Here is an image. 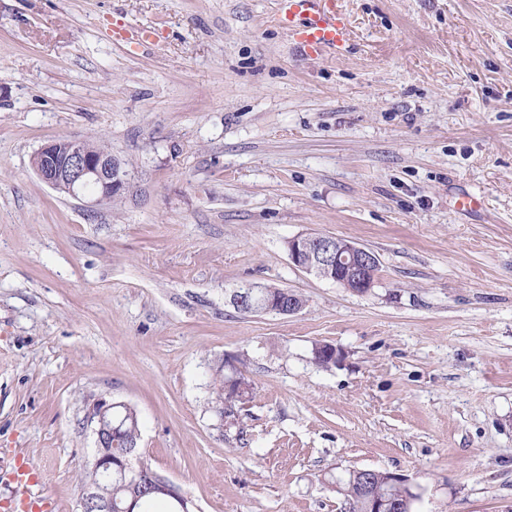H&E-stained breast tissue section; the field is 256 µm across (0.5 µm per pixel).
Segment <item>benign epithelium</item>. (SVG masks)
Instances as JSON below:
<instances>
[{"label": "benign epithelium", "instance_id": "benign-epithelium-1", "mask_svg": "<svg viewBox=\"0 0 512 512\" xmlns=\"http://www.w3.org/2000/svg\"><path fill=\"white\" fill-rule=\"evenodd\" d=\"M33 167L39 177L52 188L80 198L95 195V203L103 204L129 191L127 170L112 151H92L87 141L78 138H61L43 145L33 157ZM288 253L293 265L319 278L333 280L348 290L363 294L371 288L368 275L379 265L376 255L351 241H339L333 236L306 234L288 241ZM229 301L235 308L252 309L260 305L253 290L241 287L230 294ZM113 403L100 401L89 413L94 424L96 450L92 456L93 469L99 478L81 487L77 512H112V500L103 496L101 478H112V449L122 440L121 423L112 413ZM139 454L133 449L123 453L119 471L138 479L136 467ZM370 469H358L351 474L360 476L361 490L367 500V512H385L395 508L398 512L408 509L417 498L413 492L399 500H383L373 495L369 483ZM151 488L173 498L181 512H197L193 499L181 487L158 472L148 475Z\"/></svg>", "mask_w": 512, "mask_h": 512}]
</instances>
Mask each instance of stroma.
Returning a JSON list of instances; mask_svg holds the SVG:
<instances>
[{
    "label": "stroma",
    "instance_id": "1",
    "mask_svg": "<svg viewBox=\"0 0 512 512\" xmlns=\"http://www.w3.org/2000/svg\"><path fill=\"white\" fill-rule=\"evenodd\" d=\"M276 2L0 0V469L76 512L106 399L200 512H345L351 469L405 476L413 512H512V0H341L319 56ZM64 137L129 192L46 184ZM309 233L374 252V287L295 267ZM244 285L306 304L242 313ZM227 355L251 391L224 417ZM88 144L100 150L109 148L104 142ZM33 167L52 188L75 198L91 193L96 204L107 203L130 188L127 170L112 150L92 151L84 139L61 138L43 145L33 157ZM249 288H253V287H250V286L241 287V288L234 290L230 294L229 301L233 307L247 308L250 310V309L255 308L260 305V302L256 299L255 294L253 293V290L249 289ZM253 289L265 301H270V302H273V301L277 302L279 300V297H283V293L288 294V292H290L293 295L297 296V298L295 300L298 304H301L303 306L305 305L304 299L299 294H297L293 291H290L288 289L272 287V286H267V287H262V286L257 287L256 286V288H253ZM265 311H273V312L278 313L279 315H293V314L299 312L300 310L293 304V301L289 300V294H288V303L286 302L285 299H283L280 302L278 307L272 308V304L271 305L269 304L268 307L265 309ZM120 419L126 440L138 445L126 444L122 445V447L138 449L141 440V423L137 411L129 405V407L120 412Z\"/></svg>",
    "mask_w": 512,
    "mask_h": 512
}]
</instances>
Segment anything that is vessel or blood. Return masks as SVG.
<instances>
[{
  "label": "vessel or blood",
  "instance_id": "1",
  "mask_svg": "<svg viewBox=\"0 0 512 512\" xmlns=\"http://www.w3.org/2000/svg\"><path fill=\"white\" fill-rule=\"evenodd\" d=\"M276 21L302 51L313 56L349 45L348 21L336 0H278Z\"/></svg>",
  "mask_w": 512,
  "mask_h": 512
}]
</instances>
